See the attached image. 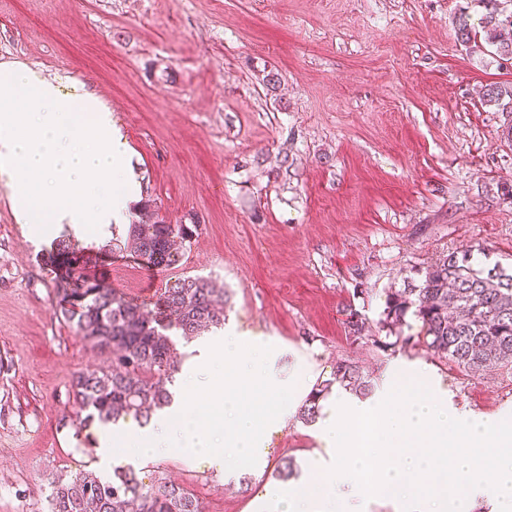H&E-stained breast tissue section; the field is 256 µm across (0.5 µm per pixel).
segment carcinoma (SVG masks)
I'll use <instances>...</instances> for the list:
<instances>
[{"label": "carcinoma", "mask_w": 512, "mask_h": 512, "mask_svg": "<svg viewBox=\"0 0 512 512\" xmlns=\"http://www.w3.org/2000/svg\"><path fill=\"white\" fill-rule=\"evenodd\" d=\"M479 2L485 8L479 26L465 13L457 18L458 42L471 55L489 46L499 59L512 60V10L501 7V0ZM483 102L508 111L512 86H487ZM193 236L190 224L158 219L128 225L126 236L113 238L102 251L114 255L129 249L148 264L166 268L180 261ZM78 254L66 236L47 253L45 270L58 299L55 315L73 325L93 348L111 354L112 368L74 377L77 438L95 421L116 423L128 415L148 419L169 406L167 385L183 363L174 337L188 341L225 321L221 289L208 278L175 281L149 309L105 287ZM415 275L418 280L387 295L376 333L361 312L346 308L347 340H367L395 354L410 341L397 332L410 315L421 323L417 343L463 371L476 375L490 368L512 369V272L498 265L477 268L471 251L465 250L450 252ZM335 383L360 397L374 389L372 377L357 363L340 358L332 379L314 386L300 407L301 422L317 421L319 401ZM47 501L49 512H203L184 486L159 478L147 487L131 469H118L109 479L92 470L59 478L52 482Z\"/></svg>", "instance_id": "cac0c4a2"}]
</instances>
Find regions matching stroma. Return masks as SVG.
<instances>
[{"mask_svg": "<svg viewBox=\"0 0 512 512\" xmlns=\"http://www.w3.org/2000/svg\"><path fill=\"white\" fill-rule=\"evenodd\" d=\"M473 0H0V61L87 80L133 150L152 212L195 218L191 247L157 269L102 259L90 270L126 300L153 306L167 284L215 279L225 330L273 346L281 377L301 362L330 379L341 357L383 385L420 361L452 402L512 415V373L472 376L420 346L395 357L345 338L346 308L377 324L388 291L415 269L472 249L512 264V139L483 104L512 66L459 44ZM277 72L276 87L264 82ZM47 249L16 222L0 184V512H46L58 477L97 469L92 430L75 435L71 383L110 359L55 315ZM315 425L290 416L270 437L261 475L237 478L180 449L135 464L204 512H261L282 459L306 472Z\"/></svg>", "mask_w": 512, "mask_h": 512, "instance_id": "obj_1", "label": "stroma"}]
</instances>
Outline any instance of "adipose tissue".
Here are the masks:
<instances>
[{
    "label": "adipose tissue",
    "instance_id": "ef3b65f1",
    "mask_svg": "<svg viewBox=\"0 0 512 512\" xmlns=\"http://www.w3.org/2000/svg\"><path fill=\"white\" fill-rule=\"evenodd\" d=\"M0 183L31 235H97L142 198L111 109L68 74L0 61Z\"/></svg>",
    "mask_w": 512,
    "mask_h": 512
}]
</instances>
